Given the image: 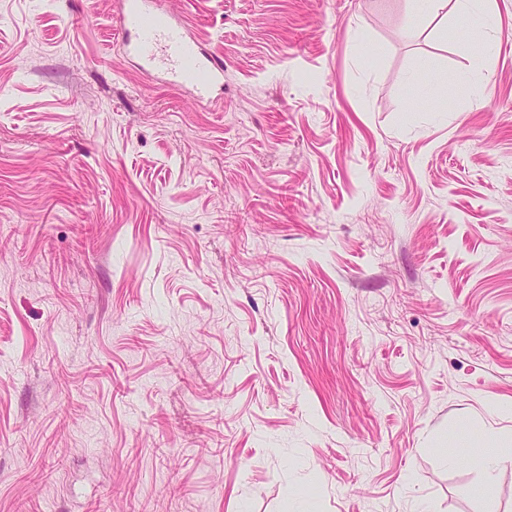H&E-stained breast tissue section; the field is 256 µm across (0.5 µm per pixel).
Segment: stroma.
Instances as JSON below:
<instances>
[{
	"label": "stroma",
	"mask_w": 512,
	"mask_h": 512,
	"mask_svg": "<svg viewBox=\"0 0 512 512\" xmlns=\"http://www.w3.org/2000/svg\"><path fill=\"white\" fill-rule=\"evenodd\" d=\"M0 0V512H512V0ZM121 4L116 20L121 42L165 75V82L193 99L213 101V92L224 86L223 59L203 50L181 19L155 9L150 0ZM458 8L468 15L471 25L480 28H466V36L458 43V49L462 53H468L474 43L483 38L493 37L495 29L483 25L479 18L484 14H490L493 11L494 0H457Z\"/></svg>",
	"instance_id": "obj_1"
}]
</instances>
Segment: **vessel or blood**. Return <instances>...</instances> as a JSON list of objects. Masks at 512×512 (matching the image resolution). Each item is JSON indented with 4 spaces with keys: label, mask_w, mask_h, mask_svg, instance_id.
<instances>
[{
    "label": "vessel or blood",
    "mask_w": 512,
    "mask_h": 512,
    "mask_svg": "<svg viewBox=\"0 0 512 512\" xmlns=\"http://www.w3.org/2000/svg\"><path fill=\"white\" fill-rule=\"evenodd\" d=\"M116 32L131 52L193 99H211L223 87V59L203 50L182 20L155 9L151 0H122Z\"/></svg>",
    "instance_id": "b4317fda"
}]
</instances>
